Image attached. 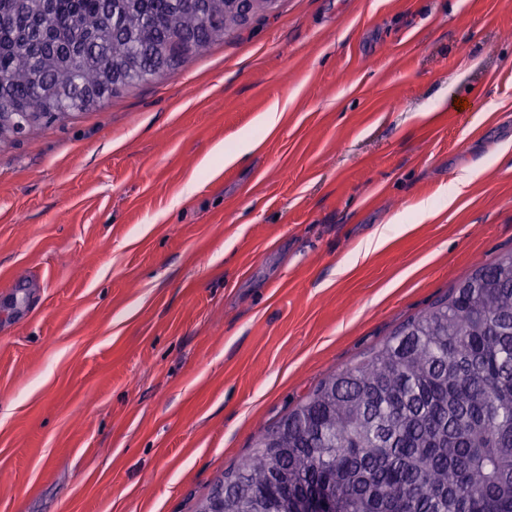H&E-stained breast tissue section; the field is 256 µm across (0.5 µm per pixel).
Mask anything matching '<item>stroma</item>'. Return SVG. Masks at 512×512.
I'll use <instances>...</instances> for the list:
<instances>
[{
	"label": "stroma",
	"instance_id": "obj_1",
	"mask_svg": "<svg viewBox=\"0 0 512 512\" xmlns=\"http://www.w3.org/2000/svg\"><path fill=\"white\" fill-rule=\"evenodd\" d=\"M510 251L512 0H279L0 147V512H197L322 381Z\"/></svg>",
	"mask_w": 512,
	"mask_h": 512
}]
</instances>
